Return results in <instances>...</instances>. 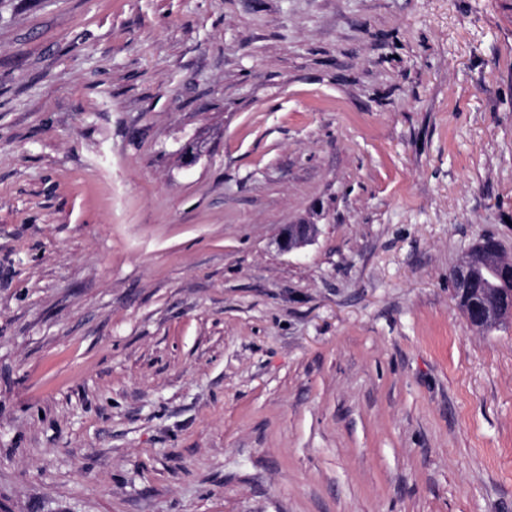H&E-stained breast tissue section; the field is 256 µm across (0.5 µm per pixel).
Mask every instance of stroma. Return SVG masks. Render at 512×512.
<instances>
[{"label":"stroma","instance_id":"obj_1","mask_svg":"<svg viewBox=\"0 0 512 512\" xmlns=\"http://www.w3.org/2000/svg\"><path fill=\"white\" fill-rule=\"evenodd\" d=\"M487 236L512 0H0V512H512ZM288 232V225L282 228L277 237V245L282 252H291L311 243L317 235V225L295 224ZM475 262H495L501 270L503 277L512 282V262H508L500 257L497 250H488L484 248L483 243H480L470 255L450 273L453 297H457L461 294H471L476 288H482L481 291L486 295H491L499 291L498 288H502L499 269L479 264L472 269L476 282L475 288H472L473 277L471 267ZM466 317L475 328L502 320H511L512 293L508 297L499 299L493 298L488 300L483 298L478 307L467 309Z\"/></svg>","mask_w":512,"mask_h":512}]
</instances>
